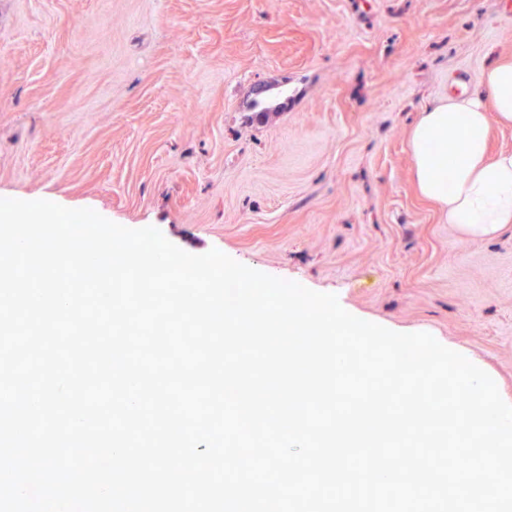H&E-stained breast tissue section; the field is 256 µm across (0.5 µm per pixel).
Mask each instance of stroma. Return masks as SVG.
<instances>
[{
    "instance_id": "1",
    "label": "stroma",
    "mask_w": 512,
    "mask_h": 512,
    "mask_svg": "<svg viewBox=\"0 0 512 512\" xmlns=\"http://www.w3.org/2000/svg\"><path fill=\"white\" fill-rule=\"evenodd\" d=\"M500 55L512 0H0V198L335 294L512 403V229L448 224L408 146Z\"/></svg>"
}]
</instances>
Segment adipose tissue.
<instances>
[{
	"instance_id": "ef3b65f1",
	"label": "adipose tissue",
	"mask_w": 512,
	"mask_h": 512,
	"mask_svg": "<svg viewBox=\"0 0 512 512\" xmlns=\"http://www.w3.org/2000/svg\"><path fill=\"white\" fill-rule=\"evenodd\" d=\"M485 97L449 95L421 112L409 139L419 194L464 235L512 228V151L491 153L492 125L512 126V58L482 77Z\"/></svg>"
}]
</instances>
